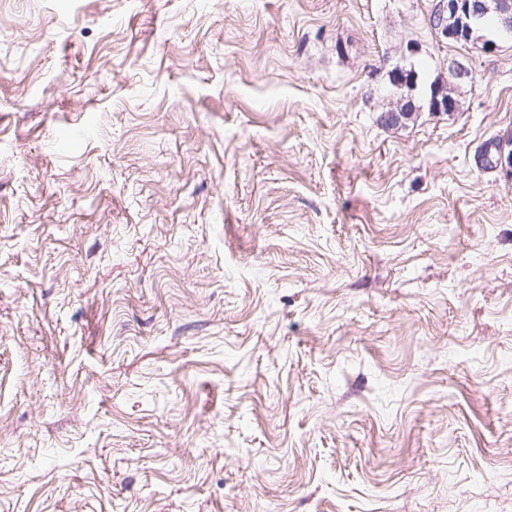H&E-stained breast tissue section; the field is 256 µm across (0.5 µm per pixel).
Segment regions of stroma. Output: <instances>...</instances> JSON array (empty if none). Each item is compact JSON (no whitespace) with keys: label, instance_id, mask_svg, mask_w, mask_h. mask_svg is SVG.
Instances as JSON below:
<instances>
[{"label":"stroma","instance_id":"1","mask_svg":"<svg viewBox=\"0 0 512 512\" xmlns=\"http://www.w3.org/2000/svg\"><path fill=\"white\" fill-rule=\"evenodd\" d=\"M438 2L0 0V512H512V40ZM427 104L433 112H447L449 115L454 114L459 109L457 98L450 86L444 87L440 85H433L431 92L427 98ZM417 108L413 98H397L396 102L389 103L383 111L381 121L386 125H395L403 119H408Z\"/></svg>","mask_w":512,"mask_h":512}]
</instances>
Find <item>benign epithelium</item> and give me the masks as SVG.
<instances>
[{"label":"benign epithelium","mask_w":512,"mask_h":512,"mask_svg":"<svg viewBox=\"0 0 512 512\" xmlns=\"http://www.w3.org/2000/svg\"><path fill=\"white\" fill-rule=\"evenodd\" d=\"M495 11L497 31L512 36V0H440L433 21L436 33L451 42L467 43L475 38L478 31L477 21L489 11ZM448 72L459 83L472 79L470 66L455 59L448 61ZM389 84L400 89L416 85L414 73L401 68L388 72ZM427 104L433 112H446L450 115L458 111L459 103L451 88L434 85L427 98ZM416 104L412 98H399L389 104L382 113L381 121L386 125H395L412 115Z\"/></svg>","instance_id":"1"}]
</instances>
